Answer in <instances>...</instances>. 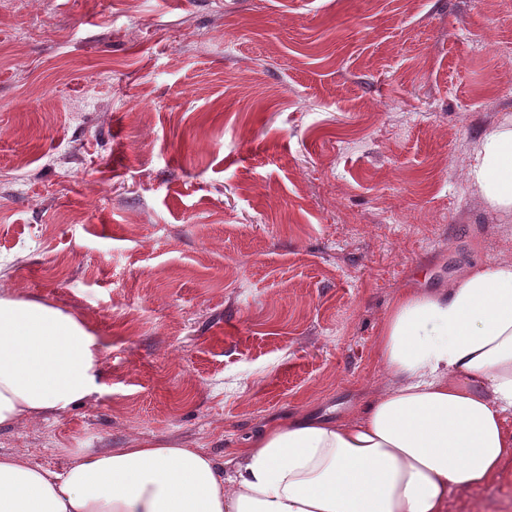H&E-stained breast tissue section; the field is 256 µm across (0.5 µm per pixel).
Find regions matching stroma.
Here are the masks:
<instances>
[{
  "label": "stroma",
  "mask_w": 512,
  "mask_h": 512,
  "mask_svg": "<svg viewBox=\"0 0 512 512\" xmlns=\"http://www.w3.org/2000/svg\"><path fill=\"white\" fill-rule=\"evenodd\" d=\"M512 0H0V290L79 315L99 390L0 429L62 468L350 416L406 285L512 260L467 180ZM512 512V469L448 512Z\"/></svg>",
  "instance_id": "stroma-1"
}]
</instances>
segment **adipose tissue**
Returning a JSON list of instances; mask_svg holds the SVG:
<instances>
[{
    "instance_id": "ef3b65f1",
    "label": "adipose tissue",
    "mask_w": 512,
    "mask_h": 512,
    "mask_svg": "<svg viewBox=\"0 0 512 512\" xmlns=\"http://www.w3.org/2000/svg\"><path fill=\"white\" fill-rule=\"evenodd\" d=\"M468 179L512 213V118ZM103 346L78 316L0 292V427L98 391ZM384 388L336 420L301 410L225 460L167 440L75 457L63 470L0 453V512H448L512 467V261L446 287L401 289L376 343Z\"/></svg>"
}]
</instances>
